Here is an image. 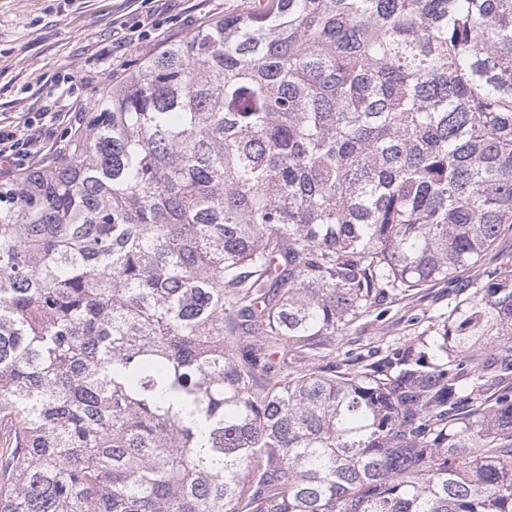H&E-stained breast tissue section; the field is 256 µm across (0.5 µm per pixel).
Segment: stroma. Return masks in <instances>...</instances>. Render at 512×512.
<instances>
[{"instance_id":"obj_1","label":"stroma","mask_w":512,"mask_h":512,"mask_svg":"<svg viewBox=\"0 0 512 512\" xmlns=\"http://www.w3.org/2000/svg\"><path fill=\"white\" fill-rule=\"evenodd\" d=\"M259 6L260 0H0V128H23L42 112H88L111 72L135 69L216 17ZM509 258L511 229L477 269L372 307L337 333L333 351L315 352L313 365L347 360L356 370L398 345L429 340L449 301L467 295V282Z\"/></svg>"}]
</instances>
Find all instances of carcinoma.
<instances>
[{"instance_id":"cac0c4a2","label":"carcinoma","mask_w":512,"mask_h":512,"mask_svg":"<svg viewBox=\"0 0 512 512\" xmlns=\"http://www.w3.org/2000/svg\"><path fill=\"white\" fill-rule=\"evenodd\" d=\"M506 229L512 0H267L144 58L0 183V512H512V259L420 349L288 363Z\"/></svg>"}]
</instances>
